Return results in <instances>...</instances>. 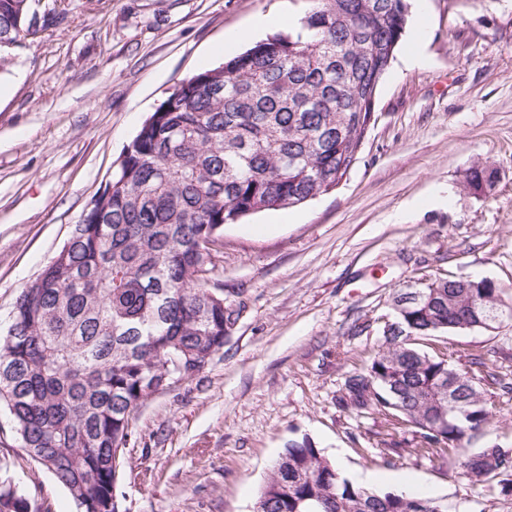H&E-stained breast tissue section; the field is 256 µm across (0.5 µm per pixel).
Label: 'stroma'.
Returning a JSON list of instances; mask_svg holds the SVG:
<instances>
[{
	"label": "stroma",
	"instance_id": "35a3bbf8",
	"mask_svg": "<svg viewBox=\"0 0 512 512\" xmlns=\"http://www.w3.org/2000/svg\"><path fill=\"white\" fill-rule=\"evenodd\" d=\"M308 0H32L35 36L0 72V324L19 290L61 249L114 161L184 77L277 33ZM411 22L378 90L360 159L336 190L224 227L213 281L242 304L224 347L195 380L131 422L122 512H255L289 440L340 457L379 489L414 479L457 512H512V498L429 460L376 448L384 416L356 417L342 384L365 370L407 283L486 278L512 303V0H411ZM422 60L410 63L413 53ZM496 168L489 197L463 187ZM423 348L457 369L482 356L512 373V322L443 333ZM487 438L512 449V400L487 392ZM0 472L38 512H75L65 489L11 432ZM496 183V170L486 163H475L466 171L465 189L475 196H486L494 189Z\"/></svg>",
	"mask_w": 512,
	"mask_h": 512
}]
</instances>
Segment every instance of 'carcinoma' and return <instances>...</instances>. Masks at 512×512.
Segmentation results:
<instances>
[{"instance_id": "carcinoma-1", "label": "carcinoma", "mask_w": 512, "mask_h": 512, "mask_svg": "<svg viewBox=\"0 0 512 512\" xmlns=\"http://www.w3.org/2000/svg\"><path fill=\"white\" fill-rule=\"evenodd\" d=\"M298 25L182 79L119 156L106 187L62 247L21 289L0 327V411L29 457L68 491L76 512H121L118 489L133 413L196 379L224 347L241 308L224 305L203 243L224 247V225L301 206L347 179L359 160L376 94L402 41L408 0H308ZM30 0H0V72L35 31ZM497 183L486 163L465 174L483 197ZM395 316L367 369L340 402L413 429L410 452L458 454L459 474L512 497L501 448L464 443L492 420L483 385L512 399V374L479 356L452 367L419 341L478 329L484 306L512 320L486 279H437ZM457 387L449 422L442 390ZM0 483V512H31ZM255 512H454L440 499L352 483L315 443L280 453Z\"/></svg>"}]
</instances>
